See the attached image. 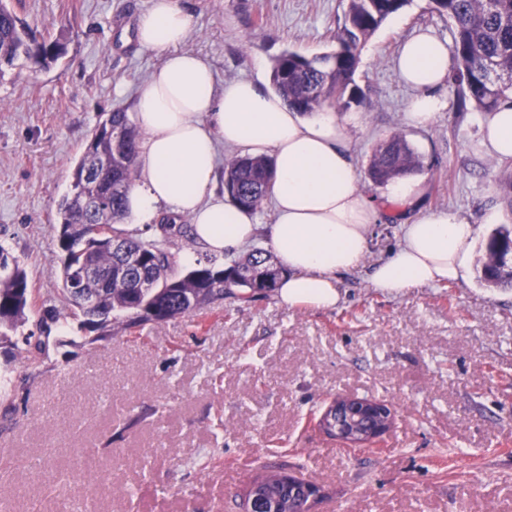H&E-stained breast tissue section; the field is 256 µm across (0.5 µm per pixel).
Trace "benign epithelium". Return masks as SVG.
I'll return each mask as SVG.
<instances>
[{"label": "benign epithelium", "mask_w": 512, "mask_h": 512, "mask_svg": "<svg viewBox=\"0 0 512 512\" xmlns=\"http://www.w3.org/2000/svg\"><path fill=\"white\" fill-rule=\"evenodd\" d=\"M393 422L394 413L385 401L338 395L323 411L316 426L344 447L374 446L391 429ZM278 482L288 485L290 509L298 502L308 507L319 499V489L314 483L293 475L277 474L270 476L266 482L253 484L250 489V512H282L280 498L271 490Z\"/></svg>", "instance_id": "7a95c632"}]
</instances>
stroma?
Wrapping results in <instances>:
<instances>
[{
	"instance_id": "stroma-1",
	"label": "stroma",
	"mask_w": 512,
	"mask_h": 512,
	"mask_svg": "<svg viewBox=\"0 0 512 512\" xmlns=\"http://www.w3.org/2000/svg\"><path fill=\"white\" fill-rule=\"evenodd\" d=\"M184 45L218 84L256 77L291 49L334 51L345 0H180ZM48 66L0 77V245L26 269L28 320L0 341V499L63 512L93 494L96 512H244L245 490L274 470L315 482L314 512H512V289L478 272L388 296L366 269L340 279L330 310L274 295L220 300L193 316L144 322L93 341L59 296L56 206L93 128L135 95L161 58L136 41L153 0H6ZM425 29L449 38L429 0H411L360 52L361 105L340 112L359 186L382 204L370 260L401 235L400 204L367 169L377 144L405 135L422 167L423 206L468 218L484 246L512 171L480 150V111L454 86L427 130L406 120L411 92L393 60ZM58 320L43 325L47 309ZM339 394L385 401L396 421L374 448L340 447L315 421Z\"/></svg>"
}]
</instances>
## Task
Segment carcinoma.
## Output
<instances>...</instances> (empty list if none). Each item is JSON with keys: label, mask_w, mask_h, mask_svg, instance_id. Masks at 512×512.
Masks as SVG:
<instances>
[{"label": "carcinoma", "mask_w": 512, "mask_h": 512, "mask_svg": "<svg viewBox=\"0 0 512 512\" xmlns=\"http://www.w3.org/2000/svg\"><path fill=\"white\" fill-rule=\"evenodd\" d=\"M434 11L448 17L452 56L457 67L450 76L457 105L492 111L512 91V0H431ZM410 0H347L336 33V50L307 57L286 50L271 65V83L288 106L316 111L329 103L346 110L361 102L355 74L360 50L393 14ZM28 26L0 0V67L13 68L28 58ZM142 134L122 110L92 131L74 169L70 190L57 206L61 224L59 248L62 300L77 308L93 329L104 330L126 315L125 327L190 316L226 297L249 301L248 293L274 292L286 269L261 247L234 258L210 257L180 275L174 274L175 254L157 239L122 228L127 195L138 177ZM97 165L88 166V151ZM419 167L418 158L401 133L376 146L368 175L387 184ZM273 164L267 157L232 156L224 161L227 200L257 211L270 195ZM114 238L125 252L112 250ZM512 240L503 224L487 239L480 278L496 288H512V275L490 267L500 245ZM140 257L127 264L126 255ZM148 288H141V284ZM31 290L26 270L0 246V328L14 330L27 319Z\"/></svg>", "instance_id": "obj_1"}]
</instances>
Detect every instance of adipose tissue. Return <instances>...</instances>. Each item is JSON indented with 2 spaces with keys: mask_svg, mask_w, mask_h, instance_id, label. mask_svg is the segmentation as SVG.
Here are the masks:
<instances>
[{
  "mask_svg": "<svg viewBox=\"0 0 512 512\" xmlns=\"http://www.w3.org/2000/svg\"><path fill=\"white\" fill-rule=\"evenodd\" d=\"M192 18L177 0H154L140 15L136 36L162 61L139 90L133 113L144 137L141 174L127 197L138 223L161 215L189 219L206 251L234 255L267 233L268 244L288 274L279 283V303L331 309L341 300V274L360 269L370 251L369 228L377 220L371 199L345 145L344 125L334 113L303 115L256 81L218 85L211 66L184 50ZM447 40L428 32L406 39L395 72L413 95L409 127L427 129L444 107L437 91L451 73ZM482 148L498 159L512 158V92L480 124ZM271 157L274 165V222L258 224L255 214L215 193L221 147ZM391 195L403 201L402 237L373 266L370 282L396 295L411 287L458 282L466 277L477 230L450 210L423 211L421 183L400 178Z\"/></svg>",
  "mask_w": 512,
  "mask_h": 512,
  "instance_id": "obj_1",
  "label": "adipose tissue"
}]
</instances>
